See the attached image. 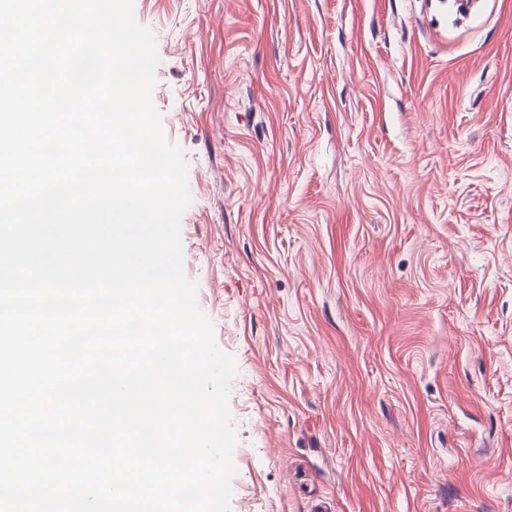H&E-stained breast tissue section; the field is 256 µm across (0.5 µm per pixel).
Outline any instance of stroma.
Wrapping results in <instances>:
<instances>
[{
  "instance_id": "stroma-1",
  "label": "stroma",
  "mask_w": 512,
  "mask_h": 512,
  "mask_svg": "<svg viewBox=\"0 0 512 512\" xmlns=\"http://www.w3.org/2000/svg\"><path fill=\"white\" fill-rule=\"evenodd\" d=\"M238 375L232 512H512V0H134Z\"/></svg>"
}]
</instances>
